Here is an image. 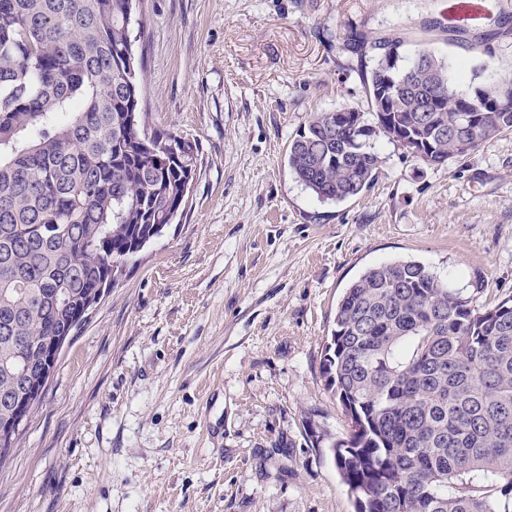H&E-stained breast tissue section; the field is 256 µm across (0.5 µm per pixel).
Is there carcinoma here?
Listing matches in <instances>:
<instances>
[{
	"mask_svg": "<svg viewBox=\"0 0 512 512\" xmlns=\"http://www.w3.org/2000/svg\"><path fill=\"white\" fill-rule=\"evenodd\" d=\"M135 39L133 0H0V460L47 384L46 351L188 200L194 150L147 130ZM400 45L350 33L372 51V121L317 112L291 140L288 167L318 199L374 181L376 136L418 139L439 166L512 130L435 51L387 62ZM386 81L405 90L380 112ZM323 371L351 428L332 452L355 512H512V300L480 311L418 262L371 267L336 307Z\"/></svg>",
	"mask_w": 512,
	"mask_h": 512,
	"instance_id": "obj_1",
	"label": "carcinoma"
}]
</instances>
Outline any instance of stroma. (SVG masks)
<instances>
[{"mask_svg": "<svg viewBox=\"0 0 512 512\" xmlns=\"http://www.w3.org/2000/svg\"><path fill=\"white\" fill-rule=\"evenodd\" d=\"M448 0H137L151 128L197 149L182 216L125 264L64 347L0 462V512H353L322 371L345 289L415 260L474 306L512 298V132L431 166L373 141L357 197L287 166L313 113H370L347 37L421 43L460 89L512 77V40L466 53Z\"/></svg>", "mask_w": 512, "mask_h": 512, "instance_id": "1", "label": "stroma"}]
</instances>
